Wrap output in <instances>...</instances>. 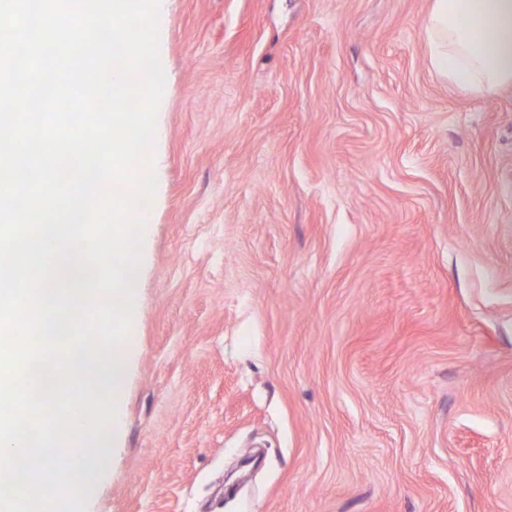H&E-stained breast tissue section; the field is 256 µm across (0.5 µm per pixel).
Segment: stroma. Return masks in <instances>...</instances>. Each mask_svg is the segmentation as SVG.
Segmentation results:
<instances>
[{
  "instance_id": "1",
  "label": "stroma",
  "mask_w": 512,
  "mask_h": 512,
  "mask_svg": "<svg viewBox=\"0 0 512 512\" xmlns=\"http://www.w3.org/2000/svg\"><path fill=\"white\" fill-rule=\"evenodd\" d=\"M432 0H163L158 185L88 512H512V86ZM425 39L433 70L474 95L512 86V0H432Z\"/></svg>"
}]
</instances>
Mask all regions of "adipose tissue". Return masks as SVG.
<instances>
[{"label": "adipose tissue", "mask_w": 512, "mask_h": 512, "mask_svg": "<svg viewBox=\"0 0 512 512\" xmlns=\"http://www.w3.org/2000/svg\"><path fill=\"white\" fill-rule=\"evenodd\" d=\"M425 39L449 83L478 96L512 86V0H433Z\"/></svg>", "instance_id": "1"}]
</instances>
